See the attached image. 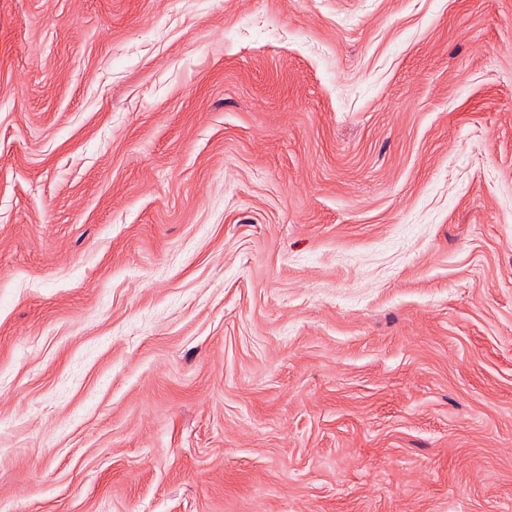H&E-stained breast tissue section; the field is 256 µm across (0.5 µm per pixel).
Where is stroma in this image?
Returning <instances> with one entry per match:
<instances>
[{
  "label": "stroma",
  "instance_id": "stroma-1",
  "mask_svg": "<svg viewBox=\"0 0 512 512\" xmlns=\"http://www.w3.org/2000/svg\"><path fill=\"white\" fill-rule=\"evenodd\" d=\"M512 512V0H0V505Z\"/></svg>",
  "mask_w": 512,
  "mask_h": 512
}]
</instances>
